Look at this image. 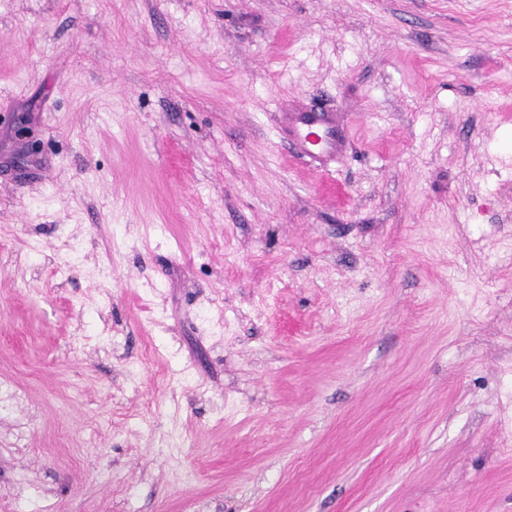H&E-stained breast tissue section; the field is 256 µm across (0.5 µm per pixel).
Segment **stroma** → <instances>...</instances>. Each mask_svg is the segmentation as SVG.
I'll list each match as a JSON object with an SVG mask.
<instances>
[{
	"label": "stroma",
	"mask_w": 512,
	"mask_h": 512,
	"mask_svg": "<svg viewBox=\"0 0 512 512\" xmlns=\"http://www.w3.org/2000/svg\"><path fill=\"white\" fill-rule=\"evenodd\" d=\"M0 382V512H512V0H0ZM279 114L288 143L299 157L321 166L344 153L347 137L335 112L293 108Z\"/></svg>",
	"instance_id": "stroma-1"
}]
</instances>
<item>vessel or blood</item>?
Listing matches in <instances>:
<instances>
[{"mask_svg":"<svg viewBox=\"0 0 512 512\" xmlns=\"http://www.w3.org/2000/svg\"><path fill=\"white\" fill-rule=\"evenodd\" d=\"M280 124L294 152L313 163L334 161L346 149L347 137L335 113L293 108L281 113Z\"/></svg>","mask_w":512,"mask_h":512,"instance_id":"vessel-or-blood-1","label":"vessel or blood"}]
</instances>
